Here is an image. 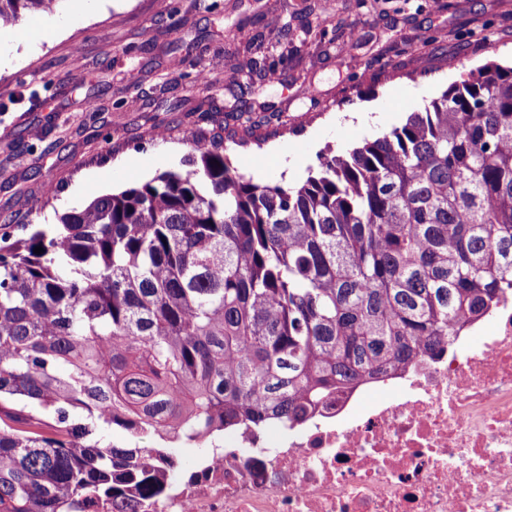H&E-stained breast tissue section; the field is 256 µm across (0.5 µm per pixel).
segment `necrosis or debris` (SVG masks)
Listing matches in <instances>:
<instances>
[{
  "instance_id": "1",
  "label": "necrosis or debris",
  "mask_w": 512,
  "mask_h": 512,
  "mask_svg": "<svg viewBox=\"0 0 512 512\" xmlns=\"http://www.w3.org/2000/svg\"><path fill=\"white\" fill-rule=\"evenodd\" d=\"M472 330L302 426L225 433L152 512H512V292Z\"/></svg>"
}]
</instances>
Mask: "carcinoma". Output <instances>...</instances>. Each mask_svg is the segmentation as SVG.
I'll return each mask as SVG.
<instances>
[{"label": "carcinoma", "instance_id": "cac0c4a2", "mask_svg": "<svg viewBox=\"0 0 512 512\" xmlns=\"http://www.w3.org/2000/svg\"><path fill=\"white\" fill-rule=\"evenodd\" d=\"M60 2L0 0V25ZM182 141L189 170L0 234V512H146L182 468L168 445L303 424L512 289V66L294 187Z\"/></svg>", "mask_w": 512, "mask_h": 512}]
</instances>
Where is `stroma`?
Here are the masks:
<instances>
[{"mask_svg": "<svg viewBox=\"0 0 512 512\" xmlns=\"http://www.w3.org/2000/svg\"><path fill=\"white\" fill-rule=\"evenodd\" d=\"M38 22L57 35L0 27V232L17 235L185 170L184 128L223 141L240 175L294 186L463 73L512 65V0H62L23 19ZM356 109L381 118L348 124ZM230 129L265 143L238 145Z\"/></svg>", "mask_w": 512, "mask_h": 512, "instance_id": "35a3bbf8", "label": "stroma"}]
</instances>
